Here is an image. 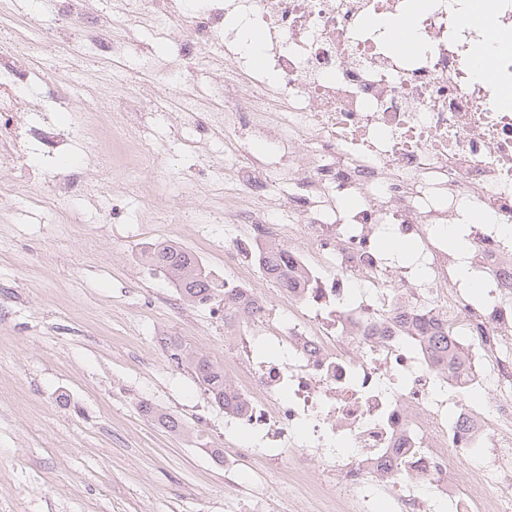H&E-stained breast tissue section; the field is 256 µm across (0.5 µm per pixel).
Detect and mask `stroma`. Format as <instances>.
<instances>
[{
	"mask_svg": "<svg viewBox=\"0 0 512 512\" xmlns=\"http://www.w3.org/2000/svg\"><path fill=\"white\" fill-rule=\"evenodd\" d=\"M51 0H0V42L26 33ZM82 84L69 110L44 113L65 126L84 98L101 121L126 90L121 68L82 54ZM174 115L152 111L147 126L162 148L150 173L155 191L90 199L54 198L47 184L14 193L0 174V512H311L301 487L283 483L275 464L249 455L254 442L227 427L187 368L161 343L169 336L223 361L235 346L224 306H190L165 272L146 261L173 243L198 252L218 279L234 276L224 248L240 235L224 218L218 184L230 144L216 136L194 149L170 131ZM197 185L199 209L186 211L177 185ZM180 418L173 435L143 416L140 401ZM238 456L237 470L211 451Z\"/></svg>",
	"mask_w": 512,
	"mask_h": 512,
	"instance_id": "35a3bbf8",
	"label": "stroma"
}]
</instances>
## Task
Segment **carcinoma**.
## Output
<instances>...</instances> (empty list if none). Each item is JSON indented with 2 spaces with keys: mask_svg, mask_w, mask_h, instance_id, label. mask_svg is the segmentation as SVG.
Listing matches in <instances>:
<instances>
[{
  "mask_svg": "<svg viewBox=\"0 0 512 512\" xmlns=\"http://www.w3.org/2000/svg\"><path fill=\"white\" fill-rule=\"evenodd\" d=\"M151 263L161 267L175 285L181 298L191 305L205 306L220 298L224 300L225 316L242 315L243 302L233 289L224 287L201 266L193 253L175 244L158 247L149 253ZM288 254L284 250H277L271 254L267 272L272 277L288 284ZM172 356L177 362L190 369L195 379L204 386L217 406L230 410L236 407L234 397L224 388L223 366L193 349L179 344L174 345ZM141 412L149 417L156 418L169 431L178 433L182 429L179 419L161 413L149 402L140 403Z\"/></svg>",
  "mask_w": 512,
  "mask_h": 512,
  "instance_id": "carcinoma-1",
  "label": "carcinoma"
}]
</instances>
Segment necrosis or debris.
<instances>
[{"instance_id":"4bbe7bcc","label":"necrosis or debris","mask_w":512,"mask_h":512,"mask_svg":"<svg viewBox=\"0 0 512 512\" xmlns=\"http://www.w3.org/2000/svg\"><path fill=\"white\" fill-rule=\"evenodd\" d=\"M112 18L83 28L82 43L137 65L149 44L117 39V27L153 23L188 67L159 75L173 88L187 69L222 66L220 99L184 106L183 96L119 99L108 124L87 109L77 124L13 126L18 112L66 107L70 83L50 79L17 51H0V161L48 140L55 151L105 133L138 172L162 154L142 123L147 108L178 115L175 136L222 129L237 140L240 182L256 175L300 186L297 221L275 202H229L225 217L245 235L224 250L248 300L249 330L224 358V382L239 400L231 424L249 429L270 463L288 460L295 480L310 449L335 460L309 489L321 512H512V0H495L485 23L479 0H118ZM410 22L418 45L395 33ZM262 37L264 65L250 68L245 38ZM485 47L497 77H476ZM263 140L268 150L253 153ZM307 162H300V154ZM361 199L345 211L344 196ZM478 205L490 223L470 227L466 259L489 295L473 305L454 275L439 230ZM418 243L414 264L392 265L384 233ZM282 242L302 272L280 290L283 312L259 296L252 242ZM277 323L281 353L254 355L260 327ZM452 337L464 364L448 372L425 342ZM427 486L426 495L417 487Z\"/></svg>"}]
</instances>
